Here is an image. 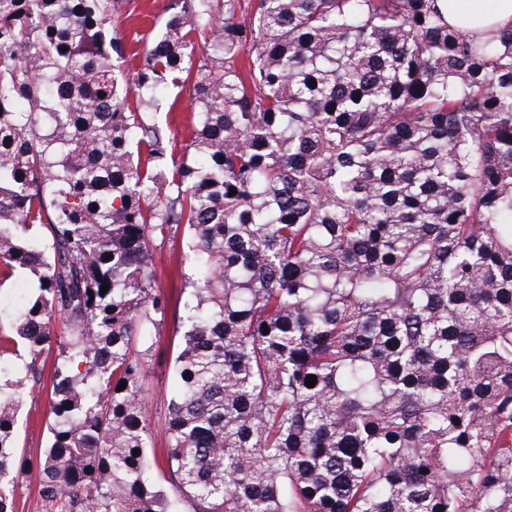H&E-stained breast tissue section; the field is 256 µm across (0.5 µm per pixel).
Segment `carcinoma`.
<instances>
[{
	"label": "carcinoma",
	"instance_id": "cac0c4a2",
	"mask_svg": "<svg viewBox=\"0 0 512 512\" xmlns=\"http://www.w3.org/2000/svg\"><path fill=\"white\" fill-rule=\"evenodd\" d=\"M447 4L168 0L129 79L119 0H0V275L38 287L0 338L30 358L0 512L31 472L45 512H512V25ZM191 110L190 101L186 95L181 96L176 102L173 112L175 115V121L169 125L170 134L175 142H177L178 147L183 143V140L186 135V116L189 115ZM186 252L185 243L181 237L166 241L157 247L155 258L156 286L167 294H176L180 281L176 275L181 256ZM169 363L166 356L160 358L151 368L149 377L150 396L148 400V407L153 412L160 401L163 400L169 389ZM47 391L32 390L25 394L19 412L18 453L24 459L39 456L46 444L49 417Z\"/></svg>",
	"mask_w": 512,
	"mask_h": 512
}]
</instances>
